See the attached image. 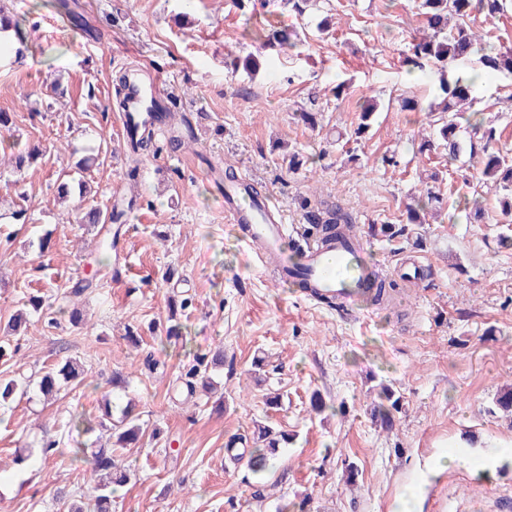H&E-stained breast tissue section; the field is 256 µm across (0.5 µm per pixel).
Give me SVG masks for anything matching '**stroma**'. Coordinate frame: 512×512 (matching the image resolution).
Segmentation results:
<instances>
[{"label": "stroma", "mask_w": 512, "mask_h": 512, "mask_svg": "<svg viewBox=\"0 0 512 512\" xmlns=\"http://www.w3.org/2000/svg\"><path fill=\"white\" fill-rule=\"evenodd\" d=\"M500 2L496 16L475 13L498 51L512 48V0ZM78 4L93 35L52 0H14L22 56H0V112L19 149H40L22 180L0 176V375L19 389L0 406V512H65L60 488L93 506L92 458L71 453L93 437L71 421L96 419L116 373L145 434L121 458L131 479L112 512H276L299 501L305 512H501L512 503V465L480 473L441 463L496 448L512 461V420L494 409L512 385V225L500 221L501 194L479 156L418 152L439 95L437 68L406 60L424 31L419 0H312L301 16L279 4L250 18L235 0ZM265 19L297 27L300 50L257 40ZM247 56L256 72L227 68ZM129 69L159 78L177 101L172 131L192 129L194 145L132 163L109 104L113 79ZM367 97L378 110L356 140ZM406 97L415 109L403 108ZM474 97L477 120L512 151V77L480 71ZM302 111L316 113V126ZM85 157L91 197L123 209L121 228L70 223V203L58 202L59 180ZM228 167L294 228L308 224L305 198L351 214L366 260L397 285L394 304L352 316L261 267L224 214ZM426 191L442 198L440 216L409 223L407 205ZM475 193L479 221L465 206ZM383 224L398 235L380 234ZM91 277L96 288L67 298ZM32 296L44 316L11 334L8 321ZM186 296L195 305L178 317L183 337L166 341L170 309ZM129 327L138 344L125 339ZM218 345L212 390L186 396V370ZM69 358L84 364L85 384L44 398L42 372ZM384 384L401 398L389 429L371 415ZM277 393L281 403L268 404ZM258 421L291 437L261 474L233 457ZM48 440L58 448L44 458ZM21 455L30 465L16 464Z\"/></svg>", "instance_id": "obj_1"}]
</instances>
